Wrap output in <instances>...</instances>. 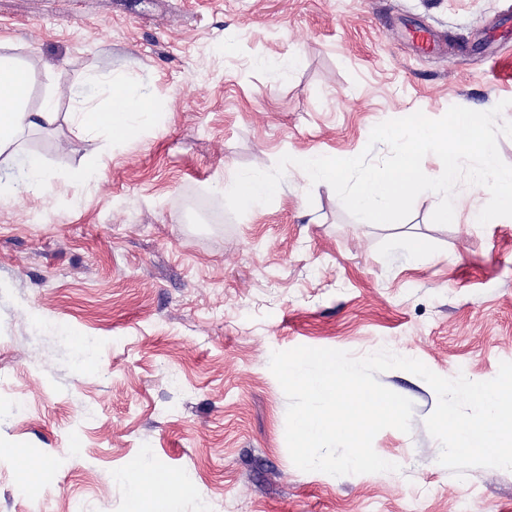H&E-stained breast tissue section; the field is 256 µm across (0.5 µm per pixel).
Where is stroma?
Listing matches in <instances>:
<instances>
[{"label":"stroma","instance_id":"stroma-1","mask_svg":"<svg viewBox=\"0 0 512 512\" xmlns=\"http://www.w3.org/2000/svg\"><path fill=\"white\" fill-rule=\"evenodd\" d=\"M434 41L421 49L416 36ZM0 52L54 87L125 75L157 104L136 139L77 136L69 98L26 150L99 181L0 202V512H127L133 466L187 479L158 512H512V471L440 465L425 420L437 395L400 369L378 381L414 405L380 431L399 464L375 477L304 472L286 441L272 352L386 348L438 375L512 362V217L364 224L288 167L270 204L234 217L230 172L282 155L353 157L372 128L454 105L508 101L512 0H0ZM300 62L284 71L288 55ZM418 236L430 251L399 246ZM46 468L32 487L16 451Z\"/></svg>","mask_w":512,"mask_h":512}]
</instances>
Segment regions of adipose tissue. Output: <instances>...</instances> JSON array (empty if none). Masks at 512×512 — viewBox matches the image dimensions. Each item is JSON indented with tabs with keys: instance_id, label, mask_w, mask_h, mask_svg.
<instances>
[{
	"instance_id": "1",
	"label": "adipose tissue",
	"mask_w": 512,
	"mask_h": 512,
	"mask_svg": "<svg viewBox=\"0 0 512 512\" xmlns=\"http://www.w3.org/2000/svg\"><path fill=\"white\" fill-rule=\"evenodd\" d=\"M108 87V103L98 107L93 102L94 88ZM75 104L71 123L82 135L106 132L112 144L119 145L137 137L148 125L155 111L153 101L142 93L134 92L127 79L111 74L105 79H90L85 86L63 90ZM29 69L16 56L0 53V168L9 166L16 155H23L24 169L20 177H0V200H19L26 196H42L56 184L88 186L96 182L100 172L96 166L86 165L52 173L43 157L36 153H21L19 136L29 128L52 124L56 118L54 98H46L38 110L28 107ZM134 490L129 512H150V504L162 487L176 488L178 477L163 473L146 465L134 468Z\"/></svg>"
}]
</instances>
